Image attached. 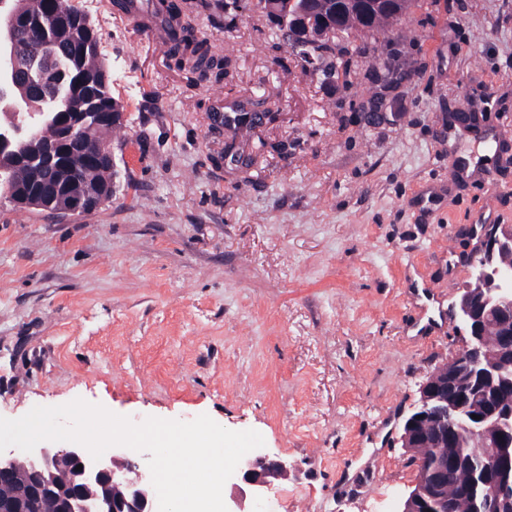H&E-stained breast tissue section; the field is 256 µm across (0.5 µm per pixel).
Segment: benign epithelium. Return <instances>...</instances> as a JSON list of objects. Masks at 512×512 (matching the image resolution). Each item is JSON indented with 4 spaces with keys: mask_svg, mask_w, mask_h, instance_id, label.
<instances>
[{
    "mask_svg": "<svg viewBox=\"0 0 512 512\" xmlns=\"http://www.w3.org/2000/svg\"><path fill=\"white\" fill-rule=\"evenodd\" d=\"M406 0H336L330 16L315 19L314 0H304L293 8L290 21L289 48L308 70L325 81L336 78L329 57L315 59L310 53L312 42L333 40L348 32V20L361 24L377 12L404 18ZM0 0V101L13 105L40 91L50 81L58 93H68L67 75L57 70L35 77L28 60L16 51L19 30L29 22L24 0H15L4 8ZM7 127L0 130V155L9 158L10 166H1L8 175L14 166L37 163L43 167H66L72 157V145L87 140L91 127L86 112H61L60 136L45 142L28 131L27 139L19 138L21 129L11 114H6ZM480 122L476 112L454 113L448 126L473 128ZM89 191L52 195L37 184L29 191L13 196V202L24 208H38L60 214L86 211L83 199ZM474 263L472 281L460 291L454 313L468 333L466 345L430 374L420 388V398L405 419L401 435L402 447L423 448L426 437L418 426L425 420L440 425L437 436L453 444L466 435L482 438L489 452L478 457L474 471V489L479 491L475 512H501L512 502V403L501 396L512 392V225L488 227L483 247ZM493 320L499 330L497 349L484 351V327ZM484 398V409L475 413L470 407L473 396ZM478 418H472V415ZM26 462V474L18 471L19 459ZM73 468L69 480L60 482L56 470L63 465ZM459 460H448L417 473L416 480L403 501L400 512H428L439 498L448 468ZM82 469H76V466ZM288 461L268 455L241 459L232 479L236 493L225 500L228 512H257V507L274 488L277 478L288 475ZM0 484H19L16 496H0V512H44L51 504L55 512H158L156 492L151 477L139 463L114 448L96 462L78 444L57 447L39 444L31 452L0 453Z\"/></svg>",
    "mask_w": 512,
    "mask_h": 512,
    "instance_id": "7a95c632",
    "label": "benign epithelium"
}]
</instances>
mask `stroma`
Segmentation results:
<instances>
[{"instance_id":"35a3bbf8","label":"stroma","mask_w":512,"mask_h":512,"mask_svg":"<svg viewBox=\"0 0 512 512\" xmlns=\"http://www.w3.org/2000/svg\"><path fill=\"white\" fill-rule=\"evenodd\" d=\"M105 2L69 0L124 106L119 188L74 215L0 195V417L78 398L137 423L206 414L287 460L273 512H398L417 474L402 422L467 341L452 309L480 243L467 228L512 224V163L495 153L512 0H420L374 45L403 80L357 57L331 85L255 0L194 10L200 39L232 51L210 82ZM265 98L280 117L243 170L209 114ZM374 109L386 121L367 124ZM455 112L487 114L486 130H448ZM424 286L447 326L426 321Z\"/></svg>"}]
</instances>
